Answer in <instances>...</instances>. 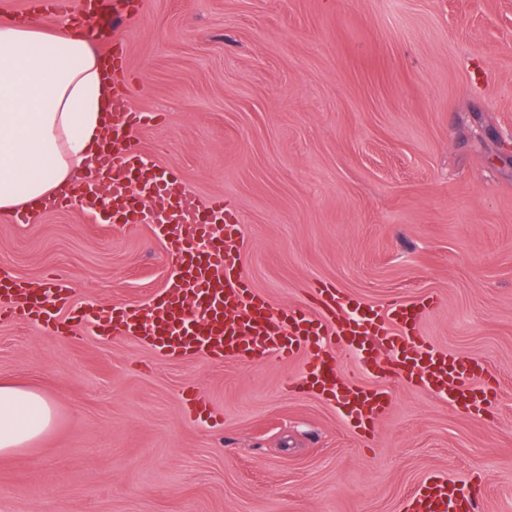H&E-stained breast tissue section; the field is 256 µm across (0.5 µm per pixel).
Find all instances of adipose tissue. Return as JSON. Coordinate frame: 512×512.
Returning a JSON list of instances; mask_svg holds the SVG:
<instances>
[{
	"mask_svg": "<svg viewBox=\"0 0 512 512\" xmlns=\"http://www.w3.org/2000/svg\"><path fill=\"white\" fill-rule=\"evenodd\" d=\"M111 90L89 41L61 16L0 26V210L39 213L73 174L94 167L110 124ZM41 392L0 384V455L30 447L53 427Z\"/></svg>",
	"mask_w": 512,
	"mask_h": 512,
	"instance_id": "adipose-tissue-1",
	"label": "adipose tissue"
}]
</instances>
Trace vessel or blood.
Listing matches in <instances>:
<instances>
[{
	"instance_id": "1",
	"label": "vessel or blood",
	"mask_w": 512,
	"mask_h": 512,
	"mask_svg": "<svg viewBox=\"0 0 512 512\" xmlns=\"http://www.w3.org/2000/svg\"><path fill=\"white\" fill-rule=\"evenodd\" d=\"M146 0H82L80 13L94 17L112 9L120 19L134 21ZM105 71L112 81L115 120L94 178L81 181L59 198H89L97 184L112 183V221L149 224L167 245L172 268L164 288L143 304H112L70 308L65 278L31 286L0 276V314L70 334L73 325L122 332L153 346L163 356L203 354L221 361L242 359L256 366L303 358L306 367L289 381L298 392H312L337 402L360 435H374L392 397L382 387L369 386L366 376L381 369L408 384L425 387L456 408L484 407L496 395V381L482 362L438 349L422 335L420 321L435 305L433 298L400 302L384 312L349 297L342 290L314 285L312 306L273 309L248 284L242 272V226L232 201L218 197L202 201L176 171L146 163L135 133L152 119L133 106L126 72L127 47L113 37L103 48ZM151 185L175 219H153L146 212L136 182ZM387 349L388 364L376 352ZM352 352L356 368L340 371L335 353ZM407 512H479L471 485H449L442 477L427 478L409 499Z\"/></svg>"
}]
</instances>
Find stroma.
<instances>
[{"mask_svg": "<svg viewBox=\"0 0 512 512\" xmlns=\"http://www.w3.org/2000/svg\"><path fill=\"white\" fill-rule=\"evenodd\" d=\"M143 154L236 199L243 272L274 306L328 281L488 365L481 411L387 377L364 444L302 362L164 358L136 338L0 317V381L57 412L0 457V512H405L429 476L512 512V0H147L118 31ZM149 224L0 213V274L54 271L78 307L141 304L169 274ZM200 395L215 420L197 419Z\"/></svg>", "mask_w": 512, "mask_h": 512, "instance_id": "1", "label": "stroma"}]
</instances>
